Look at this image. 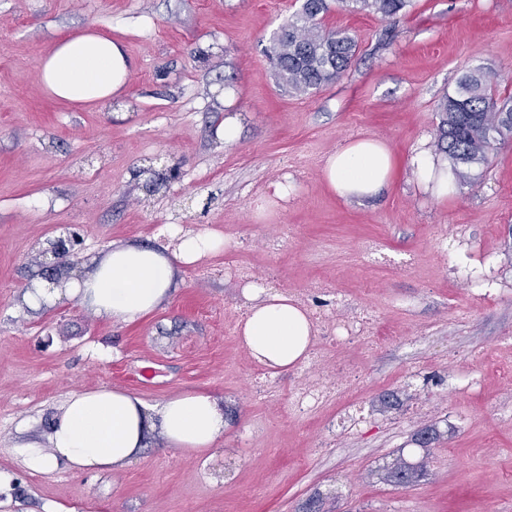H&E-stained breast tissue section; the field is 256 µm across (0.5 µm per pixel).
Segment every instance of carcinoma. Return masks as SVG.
<instances>
[{
	"instance_id": "carcinoma-1",
	"label": "carcinoma",
	"mask_w": 512,
	"mask_h": 512,
	"mask_svg": "<svg viewBox=\"0 0 512 512\" xmlns=\"http://www.w3.org/2000/svg\"><path fill=\"white\" fill-rule=\"evenodd\" d=\"M338 2L385 19L402 11L409 0ZM327 11V0H303L300 10L273 38L275 75L292 93L316 92L335 82L356 53L357 43L349 33L321 29L320 16ZM437 112V147L447 155L451 171L459 179L465 177L464 169L484 162L494 144L512 138V95L498 92L481 67L461 75L454 92L439 102Z\"/></svg>"
}]
</instances>
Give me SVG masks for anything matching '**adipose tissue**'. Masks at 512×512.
Returning <instances> with one entry per match:
<instances>
[{
	"label": "adipose tissue",
	"instance_id": "adipose-tissue-1",
	"mask_svg": "<svg viewBox=\"0 0 512 512\" xmlns=\"http://www.w3.org/2000/svg\"><path fill=\"white\" fill-rule=\"evenodd\" d=\"M131 73L125 46L90 30L61 38L41 63L44 88L72 103L110 104ZM391 167V152L383 142L362 139L330 155L323 173L333 193L351 200L378 192ZM163 232L175 240V248L113 245L64 287L36 284L30 302L51 306L68 295L98 316L124 323L139 320L168 297L176 265L193 264L227 246L214 230L168 224ZM242 332L250 357L276 371L307 357L313 341L307 314L284 291L255 290ZM226 426L222 405L206 392H186L151 406L130 392L101 387L70 394L48 431L19 441L15 451L38 471L109 470L133 461L153 430L161 431L170 448L202 453L215 447Z\"/></svg>",
	"mask_w": 512,
	"mask_h": 512
}]
</instances>
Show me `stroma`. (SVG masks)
Wrapping results in <instances>:
<instances>
[{
	"label": "stroma",
	"instance_id": "stroma-1",
	"mask_svg": "<svg viewBox=\"0 0 512 512\" xmlns=\"http://www.w3.org/2000/svg\"><path fill=\"white\" fill-rule=\"evenodd\" d=\"M302 0H0V512H505L512 508V406L500 373L512 336V141L494 145L448 195L422 182L416 157L437 152L436 106L469 68L512 93V0H410L390 20L338 0L320 19L358 50L319 91L282 88L266 56ZM93 28L133 62L111 107L48 93L40 63L58 39ZM240 122L235 142L218 137ZM384 142L390 180L347 201L323 177L351 141ZM284 195H276L278 186ZM168 224L212 229L224 252L178 266L176 291L133 323L93 315L77 299L24 300L43 274L36 258L77 232L81 259L112 244L163 243ZM413 259L366 264L368 240ZM236 265L273 274L272 289L324 297L318 280L370 308L377 329L411 338L373 354L342 349L359 367L363 410L329 436L337 409L298 421L284 405L296 369L271 375L249 356L240 322L250 304ZM494 289L480 298L469 271ZM480 376L481 390L453 383ZM102 386L150 405L190 390L224 400L223 438L202 456L165 449L151 432L114 471L30 470L18 427L46 431L70 393ZM421 464L407 486L398 458Z\"/></svg>",
	"mask_w": 512,
	"mask_h": 512
}]
</instances>
